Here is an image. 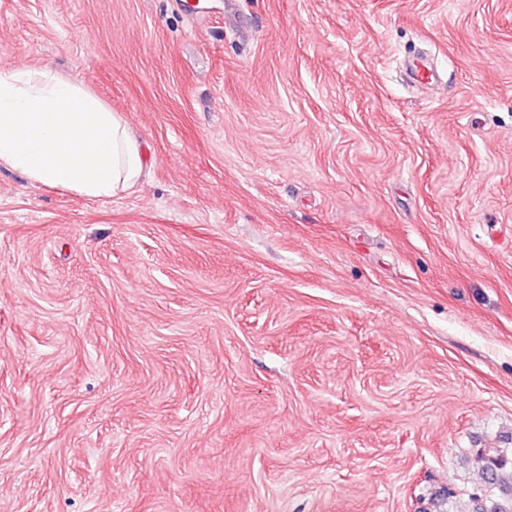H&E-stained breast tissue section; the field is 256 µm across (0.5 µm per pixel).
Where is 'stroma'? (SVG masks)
I'll list each match as a JSON object with an SVG mask.
<instances>
[{
	"label": "stroma",
	"mask_w": 512,
	"mask_h": 512,
	"mask_svg": "<svg viewBox=\"0 0 512 512\" xmlns=\"http://www.w3.org/2000/svg\"><path fill=\"white\" fill-rule=\"evenodd\" d=\"M2 65L149 173L0 170V512H470L512 448V0H0Z\"/></svg>",
	"instance_id": "stroma-1"
}]
</instances>
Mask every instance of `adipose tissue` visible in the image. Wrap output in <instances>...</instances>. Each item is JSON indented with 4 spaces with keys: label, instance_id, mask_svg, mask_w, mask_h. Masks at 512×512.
I'll return each instance as SVG.
<instances>
[{
    "label": "adipose tissue",
    "instance_id": "obj_1",
    "mask_svg": "<svg viewBox=\"0 0 512 512\" xmlns=\"http://www.w3.org/2000/svg\"><path fill=\"white\" fill-rule=\"evenodd\" d=\"M93 200L137 185L145 155L127 120L47 68H0V170Z\"/></svg>",
    "mask_w": 512,
    "mask_h": 512
}]
</instances>
